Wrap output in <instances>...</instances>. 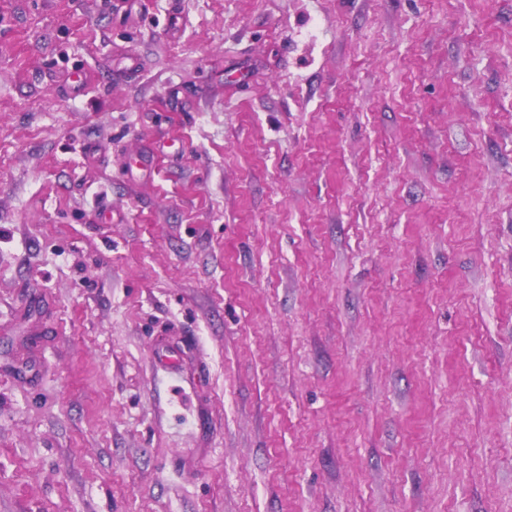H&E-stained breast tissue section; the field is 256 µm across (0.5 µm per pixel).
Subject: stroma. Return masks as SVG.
<instances>
[{
	"label": "stroma",
	"mask_w": 512,
	"mask_h": 512,
	"mask_svg": "<svg viewBox=\"0 0 512 512\" xmlns=\"http://www.w3.org/2000/svg\"><path fill=\"white\" fill-rule=\"evenodd\" d=\"M0 512H512V0H0Z\"/></svg>",
	"instance_id": "stroma-1"
}]
</instances>
